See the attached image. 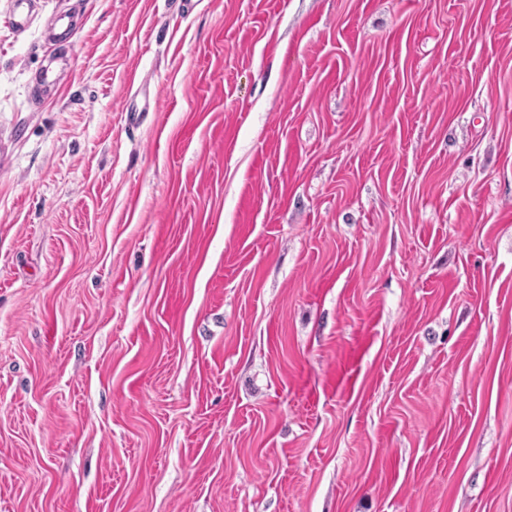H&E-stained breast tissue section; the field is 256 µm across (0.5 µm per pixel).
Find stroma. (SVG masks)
<instances>
[{"label": "stroma", "instance_id": "stroma-1", "mask_svg": "<svg viewBox=\"0 0 512 512\" xmlns=\"http://www.w3.org/2000/svg\"><path fill=\"white\" fill-rule=\"evenodd\" d=\"M79 2L42 88L0 0V512H512V0Z\"/></svg>", "mask_w": 512, "mask_h": 512}]
</instances>
